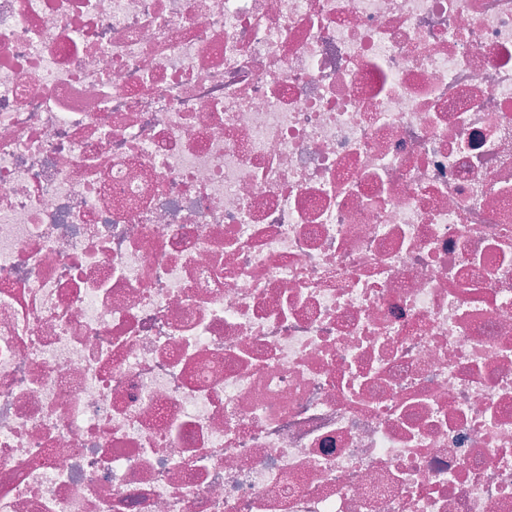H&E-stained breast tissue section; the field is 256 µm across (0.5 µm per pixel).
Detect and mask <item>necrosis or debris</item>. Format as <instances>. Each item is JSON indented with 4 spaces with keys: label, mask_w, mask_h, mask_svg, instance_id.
Returning <instances> with one entry per match:
<instances>
[{
    "label": "necrosis or debris",
    "mask_w": 512,
    "mask_h": 512,
    "mask_svg": "<svg viewBox=\"0 0 512 512\" xmlns=\"http://www.w3.org/2000/svg\"><path fill=\"white\" fill-rule=\"evenodd\" d=\"M0 512H512V0H0Z\"/></svg>",
    "instance_id": "obj_1"
}]
</instances>
